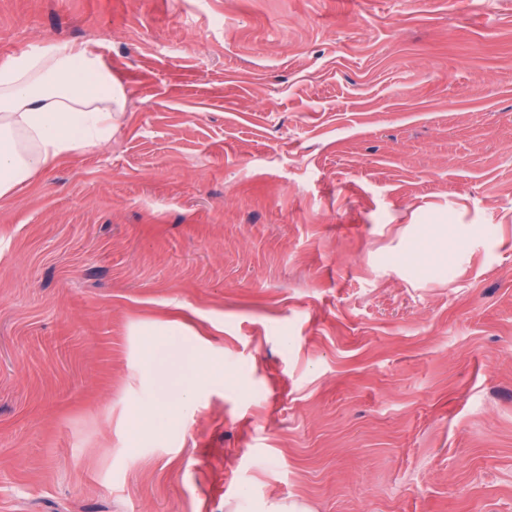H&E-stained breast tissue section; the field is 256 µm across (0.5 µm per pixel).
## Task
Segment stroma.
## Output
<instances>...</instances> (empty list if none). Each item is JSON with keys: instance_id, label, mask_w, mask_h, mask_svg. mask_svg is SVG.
<instances>
[{"instance_id": "1", "label": "stroma", "mask_w": 512, "mask_h": 512, "mask_svg": "<svg viewBox=\"0 0 512 512\" xmlns=\"http://www.w3.org/2000/svg\"><path fill=\"white\" fill-rule=\"evenodd\" d=\"M55 44L125 105L0 198V512H512V0H0ZM193 353L168 343H157L148 350V369L159 379L161 399L173 406L183 407L194 395L196 385L183 379L182 366L190 365Z\"/></svg>"}]
</instances>
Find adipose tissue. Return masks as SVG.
Instances as JSON below:
<instances>
[{
    "label": "adipose tissue",
    "mask_w": 512,
    "mask_h": 512,
    "mask_svg": "<svg viewBox=\"0 0 512 512\" xmlns=\"http://www.w3.org/2000/svg\"><path fill=\"white\" fill-rule=\"evenodd\" d=\"M112 75L88 48L54 45L0 66V198L59 157L112 133ZM193 355L168 343L148 350L162 400L185 406L194 384L182 368Z\"/></svg>",
    "instance_id": "adipose-tissue-1"
}]
</instances>
